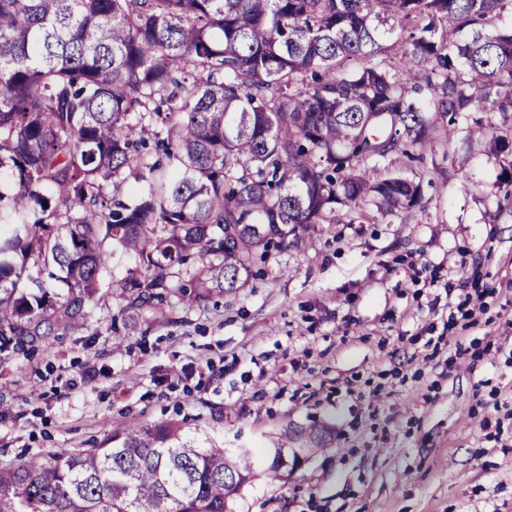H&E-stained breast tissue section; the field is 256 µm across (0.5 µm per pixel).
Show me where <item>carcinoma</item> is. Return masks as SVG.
<instances>
[{"mask_svg":"<svg viewBox=\"0 0 512 512\" xmlns=\"http://www.w3.org/2000/svg\"><path fill=\"white\" fill-rule=\"evenodd\" d=\"M512 0H0V357L188 293L235 294L314 224L412 220L410 150L512 117ZM132 256L112 274V252ZM66 289L51 297L32 270ZM307 437L285 426L267 475ZM0 461V512H227L245 451L172 421ZM292 455H286V452Z\"/></svg>","mask_w":512,"mask_h":512,"instance_id":"1","label":"carcinoma"}]
</instances>
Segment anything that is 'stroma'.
<instances>
[{
  "label": "stroma",
  "mask_w": 512,
  "mask_h": 512,
  "mask_svg": "<svg viewBox=\"0 0 512 512\" xmlns=\"http://www.w3.org/2000/svg\"><path fill=\"white\" fill-rule=\"evenodd\" d=\"M457 124L402 167L422 184L415 222L314 225L237 294L176 304L118 349L101 297L99 328L0 364V460L107 446L114 418L172 420L196 447L250 450L230 512H512V155L489 149L512 124ZM288 424L324 439L271 482Z\"/></svg>",
  "instance_id": "35a3bbf8"
}]
</instances>
